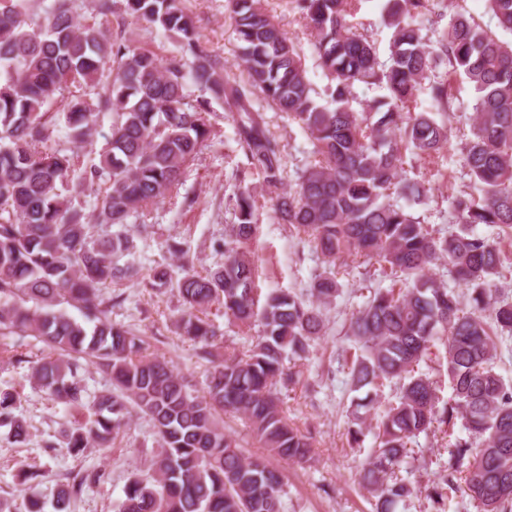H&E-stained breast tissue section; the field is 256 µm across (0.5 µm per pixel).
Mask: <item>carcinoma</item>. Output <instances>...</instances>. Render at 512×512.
<instances>
[{"label": "carcinoma", "instance_id": "cac0c4a2", "mask_svg": "<svg viewBox=\"0 0 512 512\" xmlns=\"http://www.w3.org/2000/svg\"><path fill=\"white\" fill-rule=\"evenodd\" d=\"M363 2L289 0L310 30L325 80L319 88L264 0H227L238 76L224 72L184 0H0V335L34 336L56 352L32 362V378L51 400L87 412L66 434L74 454L108 446L134 411L149 420L158 448L115 512H282L285 474L226 432L224 416L244 419L286 463L313 459L314 438L288 422L283 399L305 382L324 311L342 288L333 266L345 255L391 280L346 322L353 351L338 359L354 392L348 444L372 438L359 484L373 512H397L418 495L429 512H446L459 479L479 512H512V380L495 369L512 339V302L497 288V237L479 231L512 230V41L464 12L435 27V0H380L392 30L383 60L372 36L350 23ZM486 4L512 33V0ZM129 19L173 39L175 51L135 45ZM452 76L477 93L464 164L478 194L452 199L456 228L442 235L412 212L429 189L400 173L407 160L431 162L447 149L448 127L436 114L453 113ZM426 82L430 109L418 112ZM358 84L386 94L360 103ZM214 103L247 159L240 179L258 175L273 220L312 243L332 269L314 275L306 295L258 294L250 243L260 205L247 187L227 200L236 221L224 229L223 263L201 274L169 240L179 263L156 264L147 284L183 306L176 333L210 364L198 390L149 353L144 336L112 322V293L139 277L144 211L178 194L216 138ZM269 110L297 124L311 145L292 184ZM106 117L105 146L90 163L87 148ZM442 265L467 290L470 309L431 274ZM215 305L244 338L223 354L209 319ZM255 325L261 334L251 336ZM433 356L447 364L452 397L443 403L421 370ZM84 362L112 388L88 398ZM387 385L395 395L386 403ZM16 401L0 391V426L21 443L27 426L13 413ZM436 432L448 458L437 462L438 480L423 486L414 475L431 461L415 445ZM103 479L97 470L75 474L58 493L57 512Z\"/></svg>", "mask_w": 512, "mask_h": 512}]
</instances>
